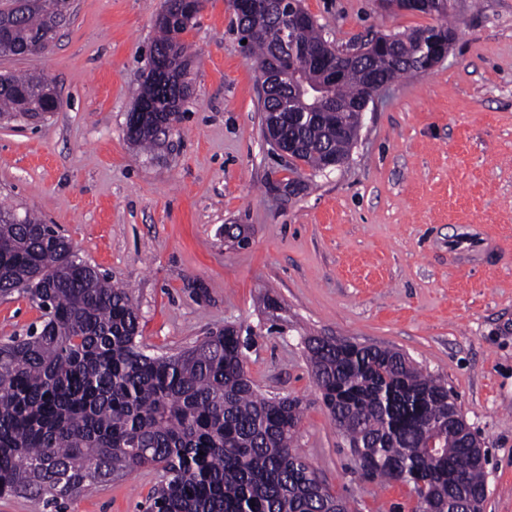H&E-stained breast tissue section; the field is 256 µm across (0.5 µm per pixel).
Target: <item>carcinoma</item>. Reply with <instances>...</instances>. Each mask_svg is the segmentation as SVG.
Returning <instances> with one entry per match:
<instances>
[{
	"instance_id": "1",
	"label": "carcinoma",
	"mask_w": 512,
	"mask_h": 512,
	"mask_svg": "<svg viewBox=\"0 0 512 512\" xmlns=\"http://www.w3.org/2000/svg\"><path fill=\"white\" fill-rule=\"evenodd\" d=\"M155 17L153 48L176 59L166 72L148 73L139 98L154 111H181L192 98L184 80L194 62L181 39L192 21L170 0ZM281 16H236L238 31L257 28L251 61L273 57ZM60 0H38L0 38V54L26 49L60 13ZM436 24L395 33L390 58L346 63L331 93L347 111L318 108L281 124L278 134L294 160L324 169L329 156L343 163L358 139L357 108L372 98L367 71L392 83L426 71V34L456 39L448 0H432ZM329 45L315 21L301 28L296 46ZM49 80L42 75L0 78V115L39 113ZM292 94L284 84L264 90V122ZM153 121L127 125L136 145L156 144ZM28 297L42 312L41 329L0 343V497H25L37 512H62L64 501L140 468L164 472L145 512H341L333 493L299 452L302 402L265 397L247 376L237 329L226 326L201 343L167 356L138 344L139 316L126 289L78 258L51 224L0 205V298ZM307 358L321 399L370 481H399L415 493L421 512H448L450 503L484 501L485 455L448 384L425 374L405 354L375 346L309 336Z\"/></svg>"
}]
</instances>
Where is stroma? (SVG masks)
Returning <instances> with one entry per match:
<instances>
[{"label": "stroma", "instance_id": "stroma-1", "mask_svg": "<svg viewBox=\"0 0 512 512\" xmlns=\"http://www.w3.org/2000/svg\"><path fill=\"white\" fill-rule=\"evenodd\" d=\"M161 2L74 0L47 53L0 55V75H45L62 101L40 121L0 120V202L55 225L128 289L146 354L248 332L250 378L302 399L298 446L352 512L417 500L360 477L315 396L308 336L393 348L445 380L487 453L484 512H512V0H451L447 57L378 92L349 159L322 171L265 139L231 0H207L182 36L197 61L175 130L151 153L129 141ZM302 6L339 49L433 22L381 0ZM474 233L490 256L449 252ZM40 323L27 298L0 302L1 340ZM162 479L135 470L67 512H138Z\"/></svg>", "mask_w": 512, "mask_h": 512}]
</instances>
